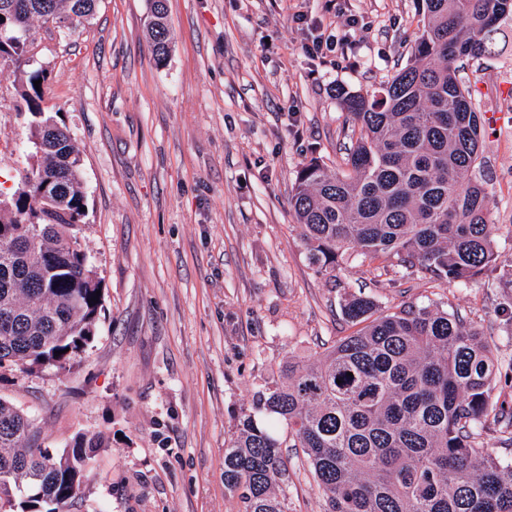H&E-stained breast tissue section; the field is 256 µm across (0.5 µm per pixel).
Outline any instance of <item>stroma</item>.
<instances>
[{
  "instance_id": "35a3bbf8",
  "label": "stroma",
  "mask_w": 512,
  "mask_h": 512,
  "mask_svg": "<svg viewBox=\"0 0 512 512\" xmlns=\"http://www.w3.org/2000/svg\"><path fill=\"white\" fill-rule=\"evenodd\" d=\"M420 0H168L172 51L156 63L147 0H100L91 24L40 33L45 110L83 157L79 236L101 280L97 333L70 371L0 368V398L34 418L59 453L79 433L110 436L69 512H239L224 490V445L291 359L316 362L352 331L361 293L394 312L433 303L512 359V20L494 54L465 63L481 114L476 179L488 193L496 265L467 283L353 258L321 275L291 206L310 159L343 165V85L378 89L420 34ZM367 27L339 55L302 45L342 15ZM19 74L0 65V191L30 164ZM479 440L512 461L497 384ZM288 512H323L298 448L282 451Z\"/></svg>"
}]
</instances>
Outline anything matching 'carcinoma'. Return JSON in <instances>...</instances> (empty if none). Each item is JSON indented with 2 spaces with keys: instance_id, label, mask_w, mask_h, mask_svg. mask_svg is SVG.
Instances as JSON below:
<instances>
[{
  "instance_id": "obj_1",
  "label": "carcinoma",
  "mask_w": 512,
  "mask_h": 512,
  "mask_svg": "<svg viewBox=\"0 0 512 512\" xmlns=\"http://www.w3.org/2000/svg\"><path fill=\"white\" fill-rule=\"evenodd\" d=\"M98 0H0V30H72ZM422 30L404 67L372 93L336 88L353 122L344 169L299 170L291 204L310 265L331 273L352 255L395 257L446 282L495 263L488 196L472 178L480 117L454 63L489 55L512 0H421ZM148 0L147 34L162 64L173 34ZM24 40H0V63L20 72L29 166L0 200V366L61 369L92 341L101 280L77 235L87 207L83 159L70 130L43 107L48 80ZM356 330L315 363L290 361L224 448V489L240 512H288L277 493L281 448H301L325 512H512V462L476 441L496 383L512 381L487 340L428 304L378 311L362 294L344 305ZM61 355H55V352ZM341 383H336V380ZM283 424L277 433L263 419ZM34 420L0 399V512H64L89 461L109 439L76 435L52 454Z\"/></svg>"
}]
</instances>
